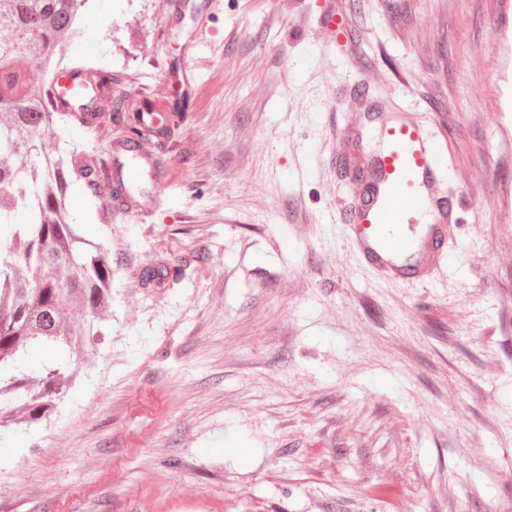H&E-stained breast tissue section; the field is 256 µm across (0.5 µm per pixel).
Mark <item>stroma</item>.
I'll return each mask as SVG.
<instances>
[{"mask_svg": "<svg viewBox=\"0 0 512 512\" xmlns=\"http://www.w3.org/2000/svg\"><path fill=\"white\" fill-rule=\"evenodd\" d=\"M181 4L81 9L103 41L69 61L125 100L172 78L183 149L134 185L149 217L71 176L112 316L51 418L0 435V512H512V0ZM402 110L456 205L425 284L377 275L338 219ZM129 127L62 119L52 144L107 168Z\"/></svg>", "mask_w": 512, "mask_h": 512, "instance_id": "stroma-1", "label": "stroma"}]
</instances>
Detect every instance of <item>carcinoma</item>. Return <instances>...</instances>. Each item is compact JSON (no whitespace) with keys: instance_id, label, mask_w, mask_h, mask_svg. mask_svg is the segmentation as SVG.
Returning a JSON list of instances; mask_svg holds the SVG:
<instances>
[{"instance_id":"1","label":"carcinoma","mask_w":512,"mask_h":512,"mask_svg":"<svg viewBox=\"0 0 512 512\" xmlns=\"http://www.w3.org/2000/svg\"><path fill=\"white\" fill-rule=\"evenodd\" d=\"M85 0H0V105L11 108L0 125V429L50 413L87 357L36 367L29 351H73L104 336L112 307V269L92 253L69 223L63 163L47 148L60 113L49 88L57 61ZM31 62L19 68L16 58ZM45 90L38 95L35 83ZM78 174L103 195L94 168Z\"/></svg>"}]
</instances>
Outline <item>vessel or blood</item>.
I'll return each mask as SVG.
<instances>
[{"label": "vessel or blood", "instance_id": "b4317fda", "mask_svg": "<svg viewBox=\"0 0 512 512\" xmlns=\"http://www.w3.org/2000/svg\"><path fill=\"white\" fill-rule=\"evenodd\" d=\"M78 84L71 75H62L52 90L55 106L69 107ZM379 135L384 149L373 165L382 179L361 195L351 216V241L364 262L383 275L422 279L428 274L423 259L439 254L452 218L447 212L443 223L423 222L432 207V192L448 178L443 147L435 135L406 116L382 125ZM156 155L157 144L148 137L114 146L105 192L113 199L129 200L130 187L153 166Z\"/></svg>", "mask_w": 512, "mask_h": 512}]
</instances>
